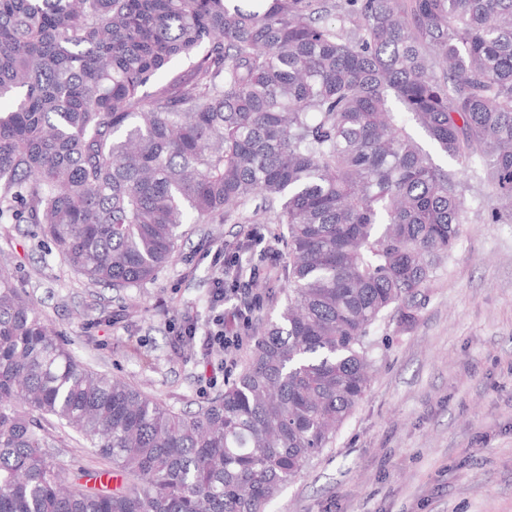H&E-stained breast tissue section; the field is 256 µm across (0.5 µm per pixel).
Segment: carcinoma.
Returning <instances> with one entry per match:
<instances>
[{"instance_id": "cac0c4a2", "label": "carcinoma", "mask_w": 512, "mask_h": 512, "mask_svg": "<svg viewBox=\"0 0 512 512\" xmlns=\"http://www.w3.org/2000/svg\"><path fill=\"white\" fill-rule=\"evenodd\" d=\"M0 0V222L93 284L169 263L187 224H285L286 302L243 371L174 412L90 370L0 275V512H266L365 397L376 323L417 320L467 223L512 221V0ZM176 58L188 69L162 82ZM120 472L64 485L42 420ZM390 106L393 110V112H401L399 114L400 119L403 120L407 126L408 131L414 136L416 141L425 149L427 152H429L434 162L441 166L444 169H448V171H455L458 170L459 167L456 165L455 162L450 160L444 153H442L436 145L429 139V137L426 135V133L420 129L419 127L415 126L409 119V115L404 113L401 109V106L399 103H397L395 100H392L390 102Z\"/></svg>"}]
</instances>
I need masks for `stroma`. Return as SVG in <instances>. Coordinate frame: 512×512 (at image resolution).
<instances>
[{"label": "stroma", "instance_id": "35a3bbf8", "mask_svg": "<svg viewBox=\"0 0 512 512\" xmlns=\"http://www.w3.org/2000/svg\"><path fill=\"white\" fill-rule=\"evenodd\" d=\"M410 133L435 163L455 162L417 126ZM467 222L436 273L416 323L382 321L365 399L268 512H512V223L490 224L495 199L481 169L458 172ZM194 225L150 281L112 289L74 274L35 225L0 224V269L84 365L109 372L174 411L194 410L237 378L265 321L284 302L285 225ZM224 244L260 271L261 306L230 370L201 339L179 343L185 321L231 315L215 305L208 252ZM217 369L212 388L199 376ZM66 484L93 487L98 462L77 433L47 424Z\"/></svg>", "mask_w": 512, "mask_h": 512}]
</instances>
